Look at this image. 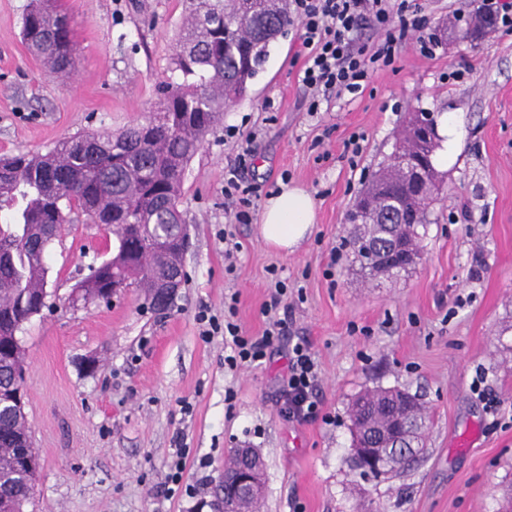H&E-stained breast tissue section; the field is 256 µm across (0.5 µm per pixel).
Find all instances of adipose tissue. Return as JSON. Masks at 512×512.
<instances>
[{
  "label": "adipose tissue",
  "instance_id": "adipose-tissue-1",
  "mask_svg": "<svg viewBox=\"0 0 512 512\" xmlns=\"http://www.w3.org/2000/svg\"><path fill=\"white\" fill-rule=\"evenodd\" d=\"M316 221V204L304 188L280 184L265 202L260 224L264 242L284 253L295 249L311 233Z\"/></svg>",
  "mask_w": 512,
  "mask_h": 512
}]
</instances>
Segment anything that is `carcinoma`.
<instances>
[{"label": "carcinoma", "instance_id": "obj_1", "mask_svg": "<svg viewBox=\"0 0 512 512\" xmlns=\"http://www.w3.org/2000/svg\"><path fill=\"white\" fill-rule=\"evenodd\" d=\"M293 26L288 0H191L180 25L173 58L180 80L164 86L149 123L119 133H87L60 140L46 153L20 152L0 159V388L14 386L25 369L17 333L30 315L50 307L45 252L72 214L101 224L118 240L117 253L73 288L68 303L111 299L112 278L144 289L158 311L173 306L168 287L183 282L182 224L178 204L188 164L227 106L245 92L278 37ZM22 34L28 50L51 72L77 63L74 21L60 0H32ZM439 188L430 183L418 196L391 204L395 222L365 228L353 239L356 261L366 275L365 238L389 250L404 238L421 246ZM386 389H367L355 400L357 418L373 414ZM425 406L401 412L405 431L426 447ZM30 431L24 414L0 397V512H26L36 473L22 462Z\"/></svg>", "mask_w": 512, "mask_h": 512}]
</instances>
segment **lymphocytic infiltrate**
<instances>
[{"label": "lymphocytic infiltrate", "instance_id": "lymphocytic-infiltrate-1", "mask_svg": "<svg viewBox=\"0 0 512 512\" xmlns=\"http://www.w3.org/2000/svg\"><path fill=\"white\" fill-rule=\"evenodd\" d=\"M288 12L302 30L307 50L303 82L314 94L310 111H317V94H355L371 74L393 64L399 43L408 35L424 31L425 18L411 0H288ZM380 32L376 44L358 42L359 30ZM288 286L276 280L275 292L264 309L268 326L263 335H244L235 321L236 307L228 305L223 318L199 311L196 321L206 334L223 333L231 349L229 365L262 364L267 350L288 333V320L279 308ZM317 365L307 343H295L288 351V366L281 393V412L287 418L307 421L317 418L319 400Z\"/></svg>", "mask_w": 512, "mask_h": 512}]
</instances>
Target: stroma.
<instances>
[{"label":"stroma","mask_w":512,"mask_h":512,"mask_svg":"<svg viewBox=\"0 0 512 512\" xmlns=\"http://www.w3.org/2000/svg\"><path fill=\"white\" fill-rule=\"evenodd\" d=\"M30 2L0 0V157L147 122L188 0H62L79 54L64 76L23 41ZM421 2L429 33L445 28L448 39L428 53L407 41L362 92L327 93L315 112L297 28L277 41L186 171L179 208L190 246L170 310L152 311L135 288L108 305L67 304L83 267L110 258L118 242L97 224L63 226L45 257L48 289L63 303L18 334L40 463L28 512H215L238 448L265 462L260 512H501L512 488V31L494 27L473 41L462 32L481 0ZM452 67L471 74L449 81ZM417 109L447 115L459 154L439 170L420 263L377 283L353 261L349 213ZM238 125L255 133L244 182L271 193L286 178L316 201L313 231L294 253L264 242L260 218L232 221L224 175L238 148L225 130ZM354 136L357 156L345 149ZM228 231L241 247L231 272ZM274 267L288 284L290 334L317 364L322 410L305 423L280 412L287 342L260 366L232 368L223 335L203 337L195 320L204 308L223 316L233 298L243 332L262 335ZM375 387L409 390L430 417L423 457L382 480L350 462L349 407ZM180 448L183 482L171 494L166 476Z\"/></svg>","instance_id":"1"}]
</instances>
